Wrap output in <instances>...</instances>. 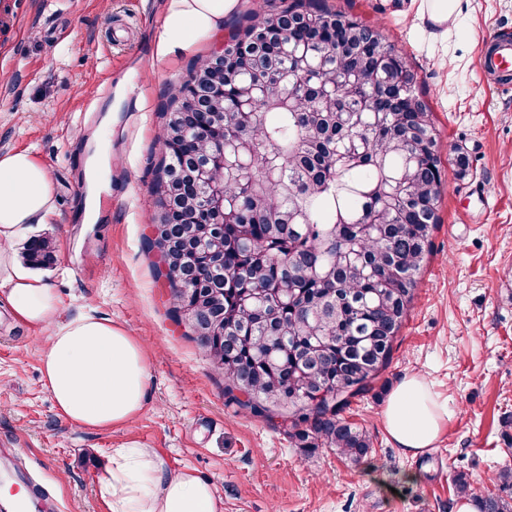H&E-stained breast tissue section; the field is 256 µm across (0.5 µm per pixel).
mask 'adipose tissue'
I'll use <instances>...</instances> for the list:
<instances>
[{
  "instance_id": "1",
  "label": "adipose tissue",
  "mask_w": 512,
  "mask_h": 512,
  "mask_svg": "<svg viewBox=\"0 0 512 512\" xmlns=\"http://www.w3.org/2000/svg\"><path fill=\"white\" fill-rule=\"evenodd\" d=\"M238 0H168L155 57L165 61L224 32ZM45 165L26 151L0 153V289L13 316L47 335L41 355L45 388L66 421L106 429L134 420L144 408L149 378L138 341L123 326L90 315L64 317L58 294L14 259L29 224L53 211ZM448 405L419 373L403 377L383 410L387 433L402 455L416 457L437 443ZM107 512H224L213 485L188 468H174L153 449L127 442L110 449L97 476Z\"/></svg>"
}]
</instances>
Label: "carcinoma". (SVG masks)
<instances>
[{"label":"carcinoma","mask_w":512,"mask_h":512,"mask_svg":"<svg viewBox=\"0 0 512 512\" xmlns=\"http://www.w3.org/2000/svg\"><path fill=\"white\" fill-rule=\"evenodd\" d=\"M417 78L377 29L317 0L252 16L224 44V112L209 128L170 103L152 184L166 238L196 267L164 274L178 317L208 294L224 391L257 417L288 412L307 456L361 462L370 440L341 415L392 356L431 248L441 184L435 130ZM216 168L221 182L201 178ZM224 212L208 208L214 191ZM211 224L198 240L194 224ZM26 261L54 262L47 237ZM477 512H512L454 477Z\"/></svg>","instance_id":"carcinoma-1"}]
</instances>
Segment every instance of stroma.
<instances>
[{"label": "stroma", "instance_id": "obj_1", "mask_svg": "<svg viewBox=\"0 0 512 512\" xmlns=\"http://www.w3.org/2000/svg\"><path fill=\"white\" fill-rule=\"evenodd\" d=\"M17 30L0 28V152L29 151L54 188L55 214L27 236L55 246L36 275L65 316L94 313L130 329L149 380L135 422L94 431L60 418L40 374L44 335L14 319L0 293V468L28 471L44 512H106L96 486L110 449L135 441L172 467H190L224 512H454L453 477L494 492L512 468V84L479 69L484 40L512 31V0H460L445 23L430 0H326L376 26L402 50L432 114L446 163L431 251L393 344L390 365L344 415L370 435L360 463L332 448L304 457L282 418L251 416L224 396L186 324L167 313L169 290L143 242L157 216L151 191L161 112L195 62L223 46L167 62L155 44L167 0H15ZM106 135L112 202L84 221L85 172ZM470 158L459 173L450 160ZM419 373L454 410L436 446L403 456L382 421L405 374Z\"/></svg>", "mask_w": 512, "mask_h": 512}]
</instances>
